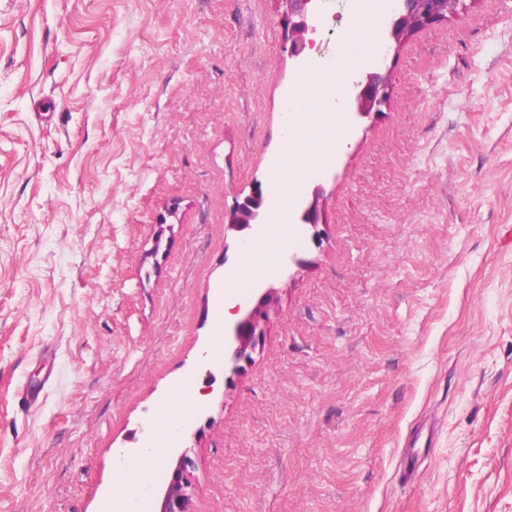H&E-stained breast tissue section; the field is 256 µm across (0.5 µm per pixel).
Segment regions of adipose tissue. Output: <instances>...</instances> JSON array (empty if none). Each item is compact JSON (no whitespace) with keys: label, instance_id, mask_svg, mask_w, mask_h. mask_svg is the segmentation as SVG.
I'll use <instances>...</instances> for the list:
<instances>
[{"label":"adipose tissue","instance_id":"ef3b65f1","mask_svg":"<svg viewBox=\"0 0 512 512\" xmlns=\"http://www.w3.org/2000/svg\"><path fill=\"white\" fill-rule=\"evenodd\" d=\"M201 401L193 388H185L179 400L161 404L158 425L153 435L142 441L137 451L120 460L121 469L136 467L137 477L133 486H117L112 495V512H140L141 503L151 489L150 472L161 462V450L172 444L175 428L189 414L197 411Z\"/></svg>","mask_w":512,"mask_h":512}]
</instances>
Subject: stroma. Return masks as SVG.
Returning <instances> with one entry per match:
<instances>
[{"label": "stroma", "instance_id": "stroma-1", "mask_svg": "<svg viewBox=\"0 0 512 512\" xmlns=\"http://www.w3.org/2000/svg\"><path fill=\"white\" fill-rule=\"evenodd\" d=\"M281 0H0V512H102L183 381L190 512H512V0L391 53L298 191L265 334L204 362L286 151ZM35 395L18 403L21 390ZM386 57L382 65L376 61V71L368 72L362 79L356 81L358 91L355 96L356 110L360 116H368L384 102L389 94L388 72ZM374 109V110H373ZM265 198L261 184H257L249 194L238 197L231 214V226L237 232H244L241 245L246 247L257 235L264 230L260 224V208L264 206Z\"/></svg>", "mask_w": 512, "mask_h": 512}]
</instances>
